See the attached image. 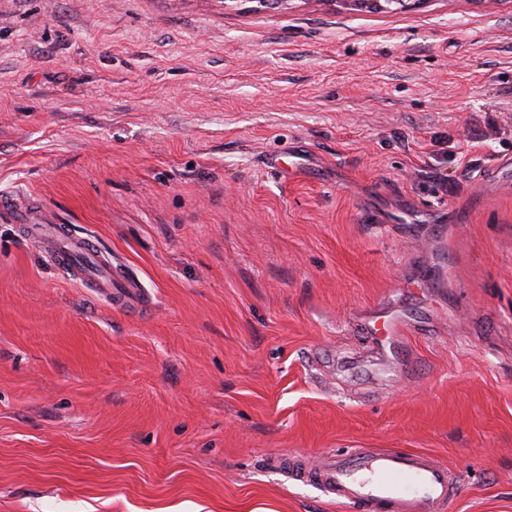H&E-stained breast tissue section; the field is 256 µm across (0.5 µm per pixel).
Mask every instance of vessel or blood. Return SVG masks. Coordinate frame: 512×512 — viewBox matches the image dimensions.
I'll list each match as a JSON object with an SVG mask.
<instances>
[{
	"mask_svg": "<svg viewBox=\"0 0 512 512\" xmlns=\"http://www.w3.org/2000/svg\"><path fill=\"white\" fill-rule=\"evenodd\" d=\"M21 226L55 264L85 281L97 295L134 315L146 311V304L135 299L136 283L111 267L91 237L47 226L37 211L26 213ZM367 327L388 345L395 344L402 331L399 321L383 309L369 316ZM284 465L292 479L315 483L331 498L363 512H444L459 488L457 476L445 464L419 451L352 448L313 465L291 457Z\"/></svg>",
	"mask_w": 512,
	"mask_h": 512,
	"instance_id": "vessel-or-blood-1",
	"label": "vessel or blood"
}]
</instances>
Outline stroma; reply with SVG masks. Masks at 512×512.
Returning a JSON list of instances; mask_svg holds the SVG:
<instances>
[{
	"mask_svg": "<svg viewBox=\"0 0 512 512\" xmlns=\"http://www.w3.org/2000/svg\"><path fill=\"white\" fill-rule=\"evenodd\" d=\"M2 194L149 311L0 213V512H355L280 467L347 448L512 512V0H0ZM19 224L25 234L43 248L58 266L85 281L94 292L112 301L130 314L140 315L147 310L144 301L133 299L138 285L104 259V251L89 236H76L61 225L44 228L52 221L42 218V211L26 212ZM367 328L372 336H380V341L390 347L398 341L402 331L399 321L385 309H378L369 316Z\"/></svg>",
	"mask_w": 512,
	"mask_h": 512,
	"instance_id": "obj_1",
	"label": "stroma"
}]
</instances>
